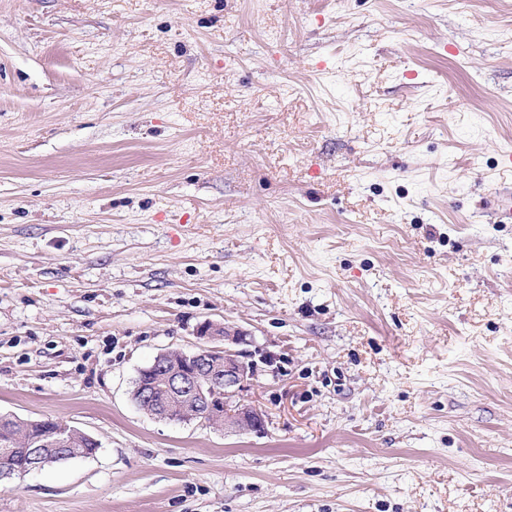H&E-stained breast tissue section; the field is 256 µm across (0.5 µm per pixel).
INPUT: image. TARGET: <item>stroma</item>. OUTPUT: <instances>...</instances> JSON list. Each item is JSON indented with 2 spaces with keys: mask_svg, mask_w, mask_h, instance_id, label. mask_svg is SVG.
<instances>
[{
  "mask_svg": "<svg viewBox=\"0 0 512 512\" xmlns=\"http://www.w3.org/2000/svg\"><path fill=\"white\" fill-rule=\"evenodd\" d=\"M512 0H0V512H512ZM206 321L262 433L133 399ZM3 419H9L4 424L0 425V438H4L7 435L17 434L21 441L20 446L16 448L13 455L9 459V466L15 469L17 472H14L11 468L5 466L7 465V458L9 457L12 448L16 447L15 435L5 441L0 442V481L3 479L12 480L15 478H22L24 472L30 468L31 460L33 458L32 455V446H25L30 440L36 441H44L49 438V435L58 428L60 425V421L49 420V419H22V418H14L12 416H0ZM16 421H20L21 424H17ZM10 427L11 430H8L7 427ZM74 430L75 429L68 424H63L53 435L50 442L47 443V447L51 448L43 447L41 453L46 457L55 458L57 452L54 448H68L71 440V446L68 448L67 452L68 455L74 456L72 459L93 455L98 448L97 441L77 428L75 431Z\"/></svg>",
  "mask_w": 512,
  "mask_h": 512,
  "instance_id": "stroma-1",
  "label": "stroma"
}]
</instances>
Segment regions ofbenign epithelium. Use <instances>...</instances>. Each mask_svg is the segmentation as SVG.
I'll list each match as a JSON object with an SVG mask.
<instances>
[{
    "label": "benign epithelium",
    "instance_id": "1",
    "mask_svg": "<svg viewBox=\"0 0 512 512\" xmlns=\"http://www.w3.org/2000/svg\"><path fill=\"white\" fill-rule=\"evenodd\" d=\"M198 348L192 353L168 350L152 364L153 380L139 383L148 413L161 420H197L209 427L235 432L265 430V414L242 400L254 378L257 364L246 346L248 334L235 326L202 323L197 331ZM74 428L64 424L47 446L69 447ZM16 447L15 438L0 442V481L20 474L7 467V458Z\"/></svg>",
    "mask_w": 512,
    "mask_h": 512
}]
</instances>
